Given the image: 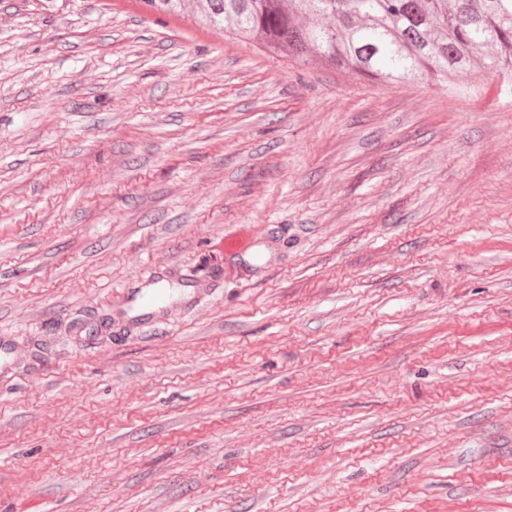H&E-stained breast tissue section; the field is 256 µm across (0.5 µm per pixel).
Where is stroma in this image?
Here are the masks:
<instances>
[{
    "instance_id": "1",
    "label": "stroma",
    "mask_w": 512,
    "mask_h": 512,
    "mask_svg": "<svg viewBox=\"0 0 512 512\" xmlns=\"http://www.w3.org/2000/svg\"><path fill=\"white\" fill-rule=\"evenodd\" d=\"M0 336V512H512V93L0 0Z\"/></svg>"
}]
</instances>
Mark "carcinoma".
<instances>
[{
    "label": "carcinoma",
    "mask_w": 512,
    "mask_h": 512,
    "mask_svg": "<svg viewBox=\"0 0 512 512\" xmlns=\"http://www.w3.org/2000/svg\"><path fill=\"white\" fill-rule=\"evenodd\" d=\"M192 17L265 53L358 79L466 88L512 74V0H138Z\"/></svg>",
    "instance_id": "obj_1"
}]
</instances>
